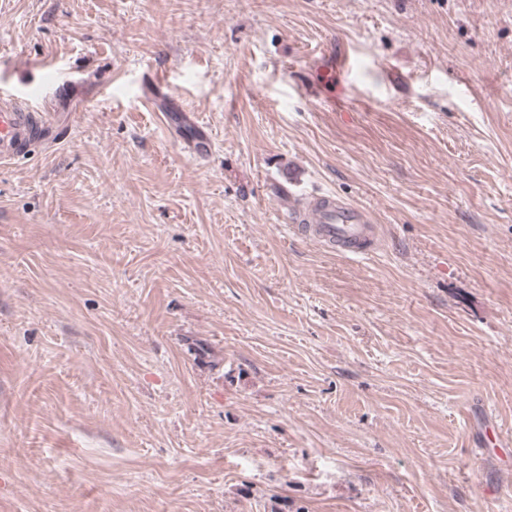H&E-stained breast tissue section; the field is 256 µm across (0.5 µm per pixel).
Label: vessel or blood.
I'll return each mask as SVG.
<instances>
[{
  "instance_id": "b4317fda",
  "label": "vessel or blood",
  "mask_w": 512,
  "mask_h": 512,
  "mask_svg": "<svg viewBox=\"0 0 512 512\" xmlns=\"http://www.w3.org/2000/svg\"><path fill=\"white\" fill-rule=\"evenodd\" d=\"M56 124L50 112L5 91L0 93V163L18 161L34 140L54 142ZM293 233L344 254H364L375 235L365 209L326 195L305 206Z\"/></svg>"
}]
</instances>
